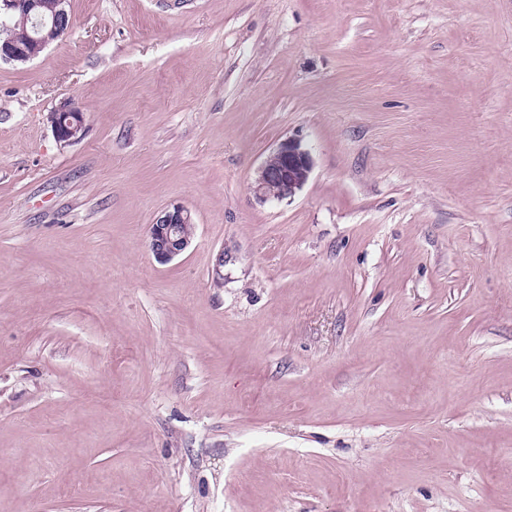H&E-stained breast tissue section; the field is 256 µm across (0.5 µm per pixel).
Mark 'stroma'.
Instances as JSON below:
<instances>
[{
	"label": "stroma",
	"mask_w": 512,
	"mask_h": 512,
	"mask_svg": "<svg viewBox=\"0 0 512 512\" xmlns=\"http://www.w3.org/2000/svg\"><path fill=\"white\" fill-rule=\"evenodd\" d=\"M67 9L0 61V512H512V0ZM48 122L58 142L64 145H71L81 139L86 129L84 114L75 106L51 112ZM79 132L81 135L77 137ZM312 166L310 152L301 142L288 139L265 158L252 191L261 202L291 198L307 182ZM184 224H194L192 212L176 203L164 210L148 230V246L159 262H169L184 253L192 244V226L186 231Z\"/></svg>",
	"instance_id": "obj_1"
}]
</instances>
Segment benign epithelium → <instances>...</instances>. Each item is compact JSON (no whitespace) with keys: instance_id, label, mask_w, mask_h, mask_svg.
Segmentation results:
<instances>
[{"instance_id":"obj_1","label":"benign epithelium","mask_w":512,"mask_h":512,"mask_svg":"<svg viewBox=\"0 0 512 512\" xmlns=\"http://www.w3.org/2000/svg\"><path fill=\"white\" fill-rule=\"evenodd\" d=\"M25 4L18 21L13 24L30 29L21 42L6 41L0 44V60L25 63L36 58L53 40L67 34L71 23L66 0H55L51 15L36 11L43 6L41 0H0V25L13 26L8 22L10 12ZM53 134L58 142L71 145L78 140L77 134L85 132V117L79 108L68 106L48 116ZM313 166L310 152L301 142L288 139L272 151L257 171L252 191L259 201L290 198L307 182ZM194 223L192 212L176 203L164 210L149 226L148 246L160 262H169L184 253L192 244L193 235L185 232L184 225Z\"/></svg>"}]
</instances>
